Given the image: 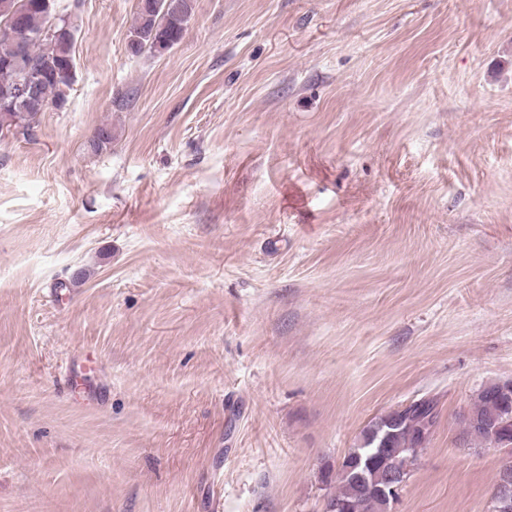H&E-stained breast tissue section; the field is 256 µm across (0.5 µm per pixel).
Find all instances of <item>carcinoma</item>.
<instances>
[{
    "label": "carcinoma",
    "instance_id": "1",
    "mask_svg": "<svg viewBox=\"0 0 512 512\" xmlns=\"http://www.w3.org/2000/svg\"><path fill=\"white\" fill-rule=\"evenodd\" d=\"M55 7L45 0H0V24L16 20L26 34V55L17 59L14 42L0 38V90L21 83L28 70L41 75L40 95L45 109L59 107L75 82L73 30H64L48 39L42 36ZM194 10V0H153V6H138L135 24L128 40L132 55L178 44ZM37 112L0 109V128L12 127L29 135L38 121ZM112 144V127L97 128L89 142L98 153ZM506 385L483 387L463 416V440L485 442L496 435L512 442V393ZM438 402L426 397L391 410L372 421L362 432L360 445L343 457L336 468V491L330 503L342 506V512H390L386 500L374 492L384 484L390 468L401 469L409 457V449L426 446L438 423ZM387 449L376 458L379 447Z\"/></svg>",
    "mask_w": 512,
    "mask_h": 512
}]
</instances>
